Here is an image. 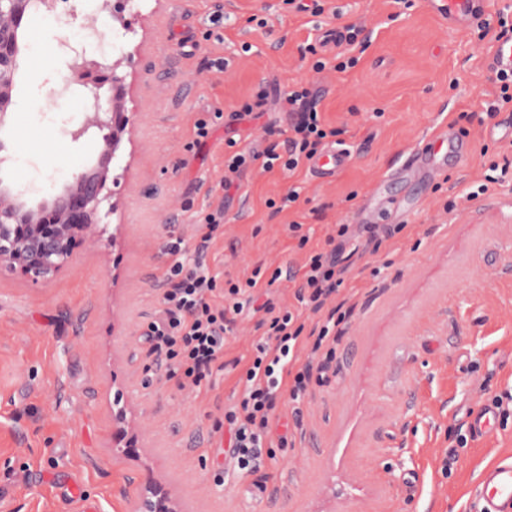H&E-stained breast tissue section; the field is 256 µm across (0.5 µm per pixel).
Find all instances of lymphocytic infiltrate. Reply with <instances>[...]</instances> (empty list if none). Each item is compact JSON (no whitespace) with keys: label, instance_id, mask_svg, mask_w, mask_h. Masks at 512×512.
<instances>
[{"label":"lymphocytic infiltrate","instance_id":"obj_1","mask_svg":"<svg viewBox=\"0 0 512 512\" xmlns=\"http://www.w3.org/2000/svg\"><path fill=\"white\" fill-rule=\"evenodd\" d=\"M370 37V31L361 25H344L332 39L339 47L333 54L326 51L332 40L324 35L318 37L316 43L306 47L313 57L312 70L343 73L355 68L359 62L355 51ZM320 97L319 89L308 83H298L289 89L284 96L288 136L282 148L271 147L261 153H229L224 158V191L238 189L241 174L254 166L265 172L277 167L295 170L336 138L337 129L326 125L322 118ZM223 221V210L206 215L204 229L194 243V266L185 265L181 242L167 247L169 263L157 285L161 307L140 338L157 372L183 386H200L203 380L223 372L224 342L233 330L236 315L244 308L240 297L258 284L254 277L243 284L230 279L221 283L206 274L203 258L213 242L214 230ZM355 236L350 225H337L334 244L311 251L303 270L290 266L274 268L271 282H293L298 303L312 313H319L345 281L348 268L341 264L339 255ZM219 293L223 294L224 303L217 306L212 299ZM263 310L264 338L238 380L241 399L224 410L230 455L240 472L251 475L263 465V450L271 445L272 426L278 418L281 400H288L293 422H300L301 403L310 386L329 383L336 359L335 349L325 346L338 324L335 317H327L322 325L309 330L290 308L278 309L267 303ZM304 335L311 341V353L303 360L297 344Z\"/></svg>","mask_w":512,"mask_h":512}]
</instances>
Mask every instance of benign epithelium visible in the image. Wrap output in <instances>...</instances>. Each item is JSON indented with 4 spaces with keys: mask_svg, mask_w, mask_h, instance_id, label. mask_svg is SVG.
Returning <instances> with one entry per match:
<instances>
[{
    "mask_svg": "<svg viewBox=\"0 0 512 512\" xmlns=\"http://www.w3.org/2000/svg\"><path fill=\"white\" fill-rule=\"evenodd\" d=\"M56 0H0V130L6 126L11 92L18 71L19 20L29 10L54 12ZM66 57L68 76L54 91L60 97L78 85L88 95L84 121L65 129L77 141L93 129L104 132L105 151L96 165L74 174L59 192L50 198L32 201L19 191L3 185L0 178V266L35 282L55 277L73 258L74 245L92 226L102 223L104 202L112 197L107 188L109 163L129 132L134 113L120 105L103 106L100 89L107 81L122 89L123 78L117 74L122 61L104 55L91 56L84 47L59 44ZM126 414L119 412L112 436V452L126 458L140 456L138 441L127 437L121 427ZM134 512H180L169 492L151 475L144 477Z\"/></svg>",
    "mask_w": 512,
    "mask_h": 512,
    "instance_id": "7a95c632",
    "label": "benign epithelium"
}]
</instances>
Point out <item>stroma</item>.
<instances>
[{"label": "stroma", "mask_w": 512, "mask_h": 512, "mask_svg": "<svg viewBox=\"0 0 512 512\" xmlns=\"http://www.w3.org/2000/svg\"><path fill=\"white\" fill-rule=\"evenodd\" d=\"M82 3L59 0L53 15L21 21L15 123L0 137L30 161L0 176L29 191L43 172L57 190L103 153L101 135L75 143L64 133L84 119V90L53 95L67 73L58 46L75 37L76 22L95 18L113 43L107 56L122 62V101L135 124L110 164L117 208L78 241L71 263L37 284L0 267V512H71L75 486L97 512H131L148 471L190 512H468L482 468L512 455L511 418L445 464L469 413L512 391V182L465 198L491 163L512 161V140L488 134L512 122L509 111L485 115L495 95L489 40L449 27L424 0H326L319 17L284 0H139L118 20ZM351 22L373 32L358 65L312 72L307 43ZM35 45L42 73L30 62ZM306 81L323 90L320 110L353 151L351 165L330 182L304 164L254 167L225 197L228 141L254 151L282 142L279 95ZM256 101L259 119L232 120ZM463 112L473 116L470 148L449 165L446 186L399 173L427 131ZM201 119L214 122L203 143ZM380 182L406 199V228L344 259L340 295L356 309L336 347L342 369L311 389L300 428H275L260 472L236 476L228 433L216 424L238 398V366L261 338L260 315L250 304L238 315L223 374L198 389L160 379L139 337L158 305L165 246L192 243L204 216L221 208L205 258L211 273L243 281L258 266L299 268L337 225L358 224ZM293 185L299 206L270 209ZM295 222L306 248L288 229ZM117 401L135 419L141 460L112 452ZM412 472L422 477L413 496L404 490Z\"/></svg>", "instance_id": "obj_1"}]
</instances>
